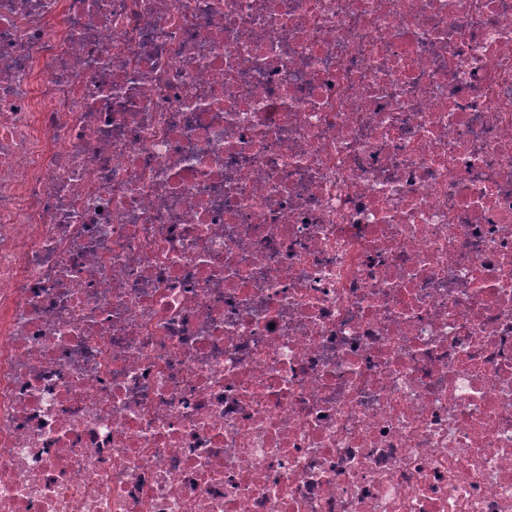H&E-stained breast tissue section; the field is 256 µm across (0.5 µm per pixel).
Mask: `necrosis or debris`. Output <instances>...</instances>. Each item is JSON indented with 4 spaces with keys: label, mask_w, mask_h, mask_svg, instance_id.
Instances as JSON below:
<instances>
[{
    "label": "necrosis or debris",
    "mask_w": 512,
    "mask_h": 512,
    "mask_svg": "<svg viewBox=\"0 0 512 512\" xmlns=\"http://www.w3.org/2000/svg\"><path fill=\"white\" fill-rule=\"evenodd\" d=\"M0 512H512V0H0Z\"/></svg>",
    "instance_id": "necrosis-or-debris-1"
}]
</instances>
